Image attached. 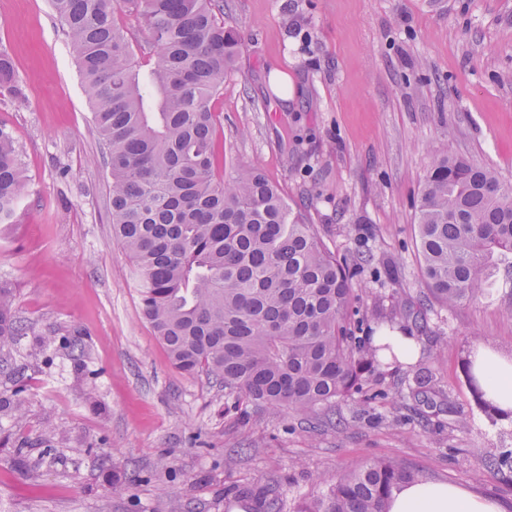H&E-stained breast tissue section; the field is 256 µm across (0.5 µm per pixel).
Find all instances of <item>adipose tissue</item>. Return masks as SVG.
<instances>
[{"label":"adipose tissue","mask_w":512,"mask_h":512,"mask_svg":"<svg viewBox=\"0 0 512 512\" xmlns=\"http://www.w3.org/2000/svg\"><path fill=\"white\" fill-rule=\"evenodd\" d=\"M479 362L490 395L512 410V361L485 349ZM388 512H499V506L445 482H410L393 490Z\"/></svg>","instance_id":"ef3b65f1"}]
</instances>
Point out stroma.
I'll return each instance as SVG.
<instances>
[{
	"label": "stroma",
	"instance_id": "1",
	"mask_svg": "<svg viewBox=\"0 0 512 512\" xmlns=\"http://www.w3.org/2000/svg\"><path fill=\"white\" fill-rule=\"evenodd\" d=\"M242 50L212 100L225 173L253 163L338 258H367L379 280L356 289L376 327L412 337L413 357L375 374L390 397L376 419L355 399L315 415L230 411L223 384L170 363L139 309L112 238L110 174L73 47L51 0H0V48L25 104L0 96L29 179L0 224V285L23 336L0 363L22 421L0 413V512H283L364 459H396L512 512V480L482 460L512 448V419L477 411L462 373L483 346L512 358V256L490 259L492 294L427 295L415 238L430 161L448 153L494 168L512 187V0H224ZM287 74L289 100L270 88ZM79 331L85 354L38 336ZM430 377L426 426L397 397Z\"/></svg>",
	"mask_w": 512,
	"mask_h": 512
}]
</instances>
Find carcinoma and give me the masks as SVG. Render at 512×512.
Masks as SVG:
<instances>
[{
	"label": "carcinoma",
	"mask_w": 512,
	"mask_h": 512,
	"mask_svg": "<svg viewBox=\"0 0 512 512\" xmlns=\"http://www.w3.org/2000/svg\"><path fill=\"white\" fill-rule=\"evenodd\" d=\"M73 46L106 146L112 234L134 262L142 318L179 371L224 383L234 408L305 413L358 394L365 407L386 397L370 387L395 347L372 336L353 281L363 263L337 259L304 215L252 164L226 179L214 140L212 97L242 47L224 26L223 0H52ZM146 35L144 84L120 14ZM0 91L24 100L13 60L0 48ZM28 181L13 135L0 127V224H10ZM417 247L431 294L447 305L489 294L487 260L512 254V187L486 165L432 160L416 206ZM23 332L12 289L0 286V352ZM475 406L506 415L484 387L476 357L462 364ZM409 397L427 402L429 378ZM512 475V448L486 462ZM403 463L372 460L336 475L297 512H387Z\"/></svg>",
	"instance_id": "carcinoma-1"
}]
</instances>
